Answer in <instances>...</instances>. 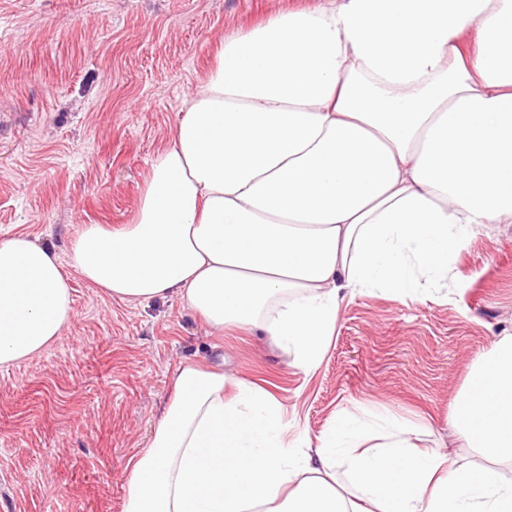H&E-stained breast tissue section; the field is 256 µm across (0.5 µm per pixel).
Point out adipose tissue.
<instances>
[{
	"label": "adipose tissue",
	"instance_id": "1",
	"mask_svg": "<svg viewBox=\"0 0 512 512\" xmlns=\"http://www.w3.org/2000/svg\"><path fill=\"white\" fill-rule=\"evenodd\" d=\"M510 220L512 0H324L221 41L130 222L81 226L69 260L113 299L254 328L309 373L346 297L422 298L420 278ZM72 316L57 255L0 240V367ZM457 407L458 437L512 449V336ZM127 470L124 512H512V482L412 453L396 416L342 415L298 444L276 397L194 362Z\"/></svg>",
	"mask_w": 512,
	"mask_h": 512
}]
</instances>
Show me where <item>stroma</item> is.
I'll return each instance as SVG.
<instances>
[{
	"label": "stroma",
	"mask_w": 512,
	"mask_h": 512,
	"mask_svg": "<svg viewBox=\"0 0 512 512\" xmlns=\"http://www.w3.org/2000/svg\"><path fill=\"white\" fill-rule=\"evenodd\" d=\"M321 2L0 0V239L28 236L65 264L82 225L128 223L220 39ZM68 276L70 325L0 368V512H122L126 463L188 360H223L276 395L290 440L385 411L419 451L512 480L511 460L457 442L454 414L478 357L512 335V223L473 236L422 299L345 298L310 374L257 331L211 333L176 297L122 302Z\"/></svg>",
	"instance_id": "35a3bbf8"
}]
</instances>
